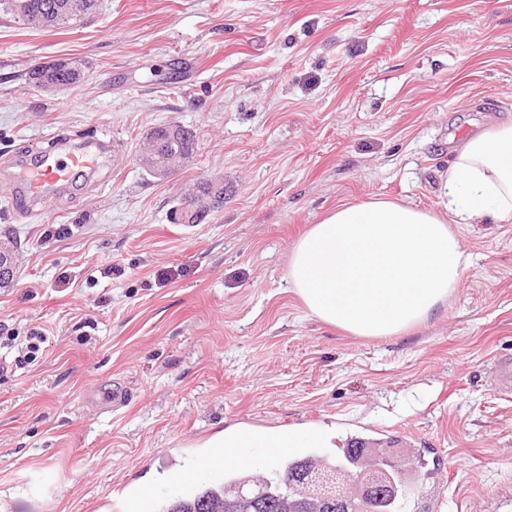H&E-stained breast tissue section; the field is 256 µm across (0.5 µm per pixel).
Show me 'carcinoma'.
Wrapping results in <instances>:
<instances>
[{"label":"carcinoma","instance_id":"carcinoma-1","mask_svg":"<svg viewBox=\"0 0 512 512\" xmlns=\"http://www.w3.org/2000/svg\"><path fill=\"white\" fill-rule=\"evenodd\" d=\"M97 0H26L24 14L16 11L15 0H0V12L23 25L37 28H62L73 25L93 13ZM79 64L70 58H58L46 63L38 71L27 73L28 85L36 90L52 93L72 86L82 79ZM177 133L166 124L151 129L147 138L156 153L165 155L179 152L190 159L197 147V135L180 123ZM321 468L340 466L351 472L362 466L360 448H344L339 457H309ZM301 457H286L269 474L254 479L247 472L224 475L218 484L211 483L186 497H174L160 507L159 512H301L303 496L292 477L298 472ZM395 494L379 504L377 512H403L404 504L413 492L403 472L391 470Z\"/></svg>","mask_w":512,"mask_h":512}]
</instances>
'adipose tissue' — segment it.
Instances as JSON below:
<instances>
[{
	"mask_svg": "<svg viewBox=\"0 0 512 512\" xmlns=\"http://www.w3.org/2000/svg\"><path fill=\"white\" fill-rule=\"evenodd\" d=\"M453 222L406 203L342 204L294 246L289 278L318 320L355 336H396L426 320L456 288L463 256L453 224L512 221V124L473 137L456 151L443 186ZM212 448L269 462L274 448H333L336 432L236 427Z\"/></svg>",
	"mask_w": 512,
	"mask_h": 512,
	"instance_id": "adipose-tissue-1",
	"label": "adipose tissue"
}]
</instances>
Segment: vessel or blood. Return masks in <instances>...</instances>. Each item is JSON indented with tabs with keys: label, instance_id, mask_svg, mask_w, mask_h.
I'll return each instance as SVG.
<instances>
[{
	"label": "vessel or blood",
	"instance_id": "b4317fda",
	"mask_svg": "<svg viewBox=\"0 0 512 512\" xmlns=\"http://www.w3.org/2000/svg\"><path fill=\"white\" fill-rule=\"evenodd\" d=\"M109 142L99 139L85 140L81 145L57 152L42 154L37 161L15 158L7 172L6 180L13 189L16 207L22 213L44 209L63 190L69 188L76 175L92 174L108 160ZM246 461L235 452H228L224 463L204 457L197 461V473L207 474L224 468H245Z\"/></svg>",
	"mask_w": 512,
	"mask_h": 512
}]
</instances>
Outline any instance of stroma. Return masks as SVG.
<instances>
[{
  "mask_svg": "<svg viewBox=\"0 0 512 512\" xmlns=\"http://www.w3.org/2000/svg\"><path fill=\"white\" fill-rule=\"evenodd\" d=\"M75 58L53 93L25 74ZM198 146L167 178L136 157L155 127ZM512 122V0H100L63 29L0 16V156L107 134L98 183L22 216L0 187L17 258L0 324L46 351L0 381V512H114L220 480L172 484L233 426L334 427L344 443L422 449L408 512H512V222L458 224L459 288L399 336L312 317L290 252L340 203L445 212L468 138ZM224 181V208L174 224L177 199ZM124 406L108 409L113 387Z\"/></svg>",
  "mask_w": 512,
  "mask_h": 512,
  "instance_id": "1",
  "label": "stroma"
}]
</instances>
